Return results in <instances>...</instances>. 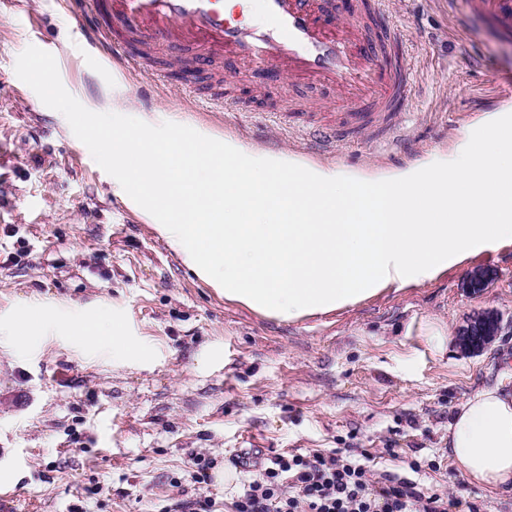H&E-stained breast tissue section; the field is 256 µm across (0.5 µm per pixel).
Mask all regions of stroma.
Here are the masks:
<instances>
[{
    "instance_id": "obj_1",
    "label": "stroma",
    "mask_w": 512,
    "mask_h": 512,
    "mask_svg": "<svg viewBox=\"0 0 512 512\" xmlns=\"http://www.w3.org/2000/svg\"><path fill=\"white\" fill-rule=\"evenodd\" d=\"M465 3L384 0L412 74L392 128L339 112L336 85L218 55L191 64L193 85L169 76L170 48L145 67L100 60L65 0H0V490L16 512H181L200 494L227 512L248 477L237 469L225 483L235 455L331 448L365 449L375 477L412 476L481 512H512L511 485L463 480L446 449L458 404L489 385L512 390V336L476 352L456 341L482 312L512 316V246L417 288L272 320L226 302L117 194L108 155L83 147L119 79L139 111L161 108L178 124L350 170L405 168L484 113L512 110V33L476 13L459 25ZM217 92L223 107L207 106ZM307 118L342 124L347 141L311 154ZM476 273L477 292L467 286ZM31 309L44 328L22 344L10 327ZM112 317L148 355L116 357L70 329ZM430 321L451 338L445 354L424 341ZM197 455L213 463L204 485Z\"/></svg>"
}]
</instances>
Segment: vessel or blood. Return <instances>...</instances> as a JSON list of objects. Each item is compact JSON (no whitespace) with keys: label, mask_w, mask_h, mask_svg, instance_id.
<instances>
[{"label":"vessel or blood","mask_w":512,"mask_h":512,"mask_svg":"<svg viewBox=\"0 0 512 512\" xmlns=\"http://www.w3.org/2000/svg\"><path fill=\"white\" fill-rule=\"evenodd\" d=\"M471 8L512 30V0H469ZM80 29H92L102 48L108 36L97 18L107 14L114 28L154 45L181 39L200 62L224 53L251 70L274 66L291 78L334 80L339 103L352 118L366 113L387 118L396 112L410 85L400 66L373 68L370 44L359 26L340 22L328 28L313 0H264L266 23L254 26L234 18L223 0H70Z\"/></svg>","instance_id":"1"}]
</instances>
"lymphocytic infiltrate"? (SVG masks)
<instances>
[{
    "label": "lymphocytic infiltrate",
    "mask_w": 512,
    "mask_h": 512,
    "mask_svg": "<svg viewBox=\"0 0 512 512\" xmlns=\"http://www.w3.org/2000/svg\"><path fill=\"white\" fill-rule=\"evenodd\" d=\"M371 461L355 448L279 453L258 462L241 453L237 465L253 466L255 473L231 512H480L475 503L426 492L407 477L376 485Z\"/></svg>",
    "instance_id": "obj_1"
}]
</instances>
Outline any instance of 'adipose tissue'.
I'll list each match as a JSON object with an SVG mask.
<instances>
[{
  "mask_svg": "<svg viewBox=\"0 0 512 512\" xmlns=\"http://www.w3.org/2000/svg\"><path fill=\"white\" fill-rule=\"evenodd\" d=\"M119 195L145 214L225 301L297 321L414 288L512 245V113L489 112L446 151L404 169L306 162L134 112L121 88L99 115ZM91 347L147 354L117 326L77 321ZM448 453L470 481L512 484V393L487 386L460 403Z\"/></svg>",
  "mask_w": 512,
  "mask_h": 512,
  "instance_id": "adipose-tissue-1",
  "label": "adipose tissue"
}]
</instances>
